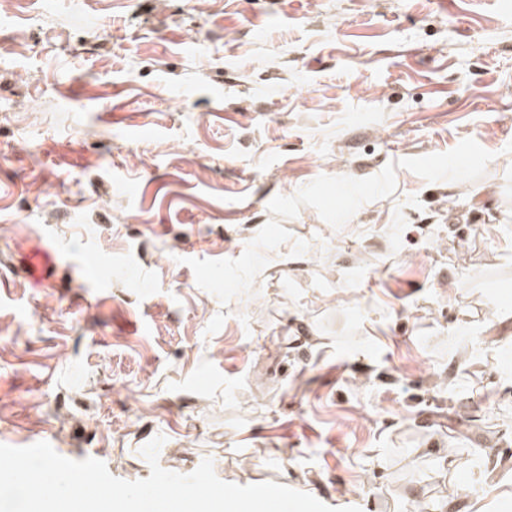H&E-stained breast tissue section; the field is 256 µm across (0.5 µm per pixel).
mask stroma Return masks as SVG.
<instances>
[{
	"instance_id": "35a3bbf8",
	"label": "stroma",
	"mask_w": 512,
	"mask_h": 512,
	"mask_svg": "<svg viewBox=\"0 0 512 512\" xmlns=\"http://www.w3.org/2000/svg\"><path fill=\"white\" fill-rule=\"evenodd\" d=\"M158 435L512 512V0H0V444L135 481ZM22 262L29 281L36 288L52 287L49 272L56 267V252L41 244L22 251Z\"/></svg>"
}]
</instances>
